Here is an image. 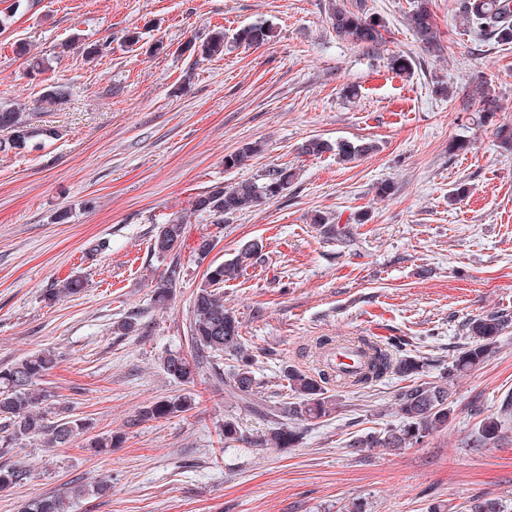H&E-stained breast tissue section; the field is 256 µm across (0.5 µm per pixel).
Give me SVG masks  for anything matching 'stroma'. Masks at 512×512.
<instances>
[{
	"label": "stroma",
	"instance_id": "1",
	"mask_svg": "<svg viewBox=\"0 0 512 512\" xmlns=\"http://www.w3.org/2000/svg\"><path fill=\"white\" fill-rule=\"evenodd\" d=\"M326 3L0 0V105H26L59 132L39 149L0 153V367L54 349L50 391L97 431L123 437L105 454L79 441L1 452V466L27 463L33 475L0 493V512L105 476L111 490L76 499L72 512H347L354 502L365 512H470L478 499L512 512V416L495 443L472 445L480 420L512 399V326L485 363L447 376L468 343V318L512 313V149L496 135L512 124V44L460 26V0H429L433 50L409 26L414 0H345L386 23L383 42L367 50L337 38ZM263 21L276 36L261 48L200 62L181 52L213 28L231 34ZM134 28L142 39L132 47L125 34ZM92 44L104 51L90 59ZM398 53L411 73L389 68ZM34 56L48 71L33 73ZM443 83L468 93V106L438 95ZM58 85L63 95L44 103ZM484 87L498 100L487 123ZM312 137L368 138L378 149L352 163L300 155ZM457 140L467 149L452 151ZM253 141L265 144L260 156L225 167V155ZM282 164L297 172L287 197L218 224L190 214L197 194ZM381 181L393 187L389 198L375 194ZM460 186L465 195L449 203ZM63 210L68 219L57 221ZM177 212L189 217L174 255L182 278L161 310L151 280L164 264L150 244ZM317 213L350 225L353 244L325 236L311 222ZM203 236L216 246L202 259L194 247ZM252 239L264 260L225 283L224 302L256 359L255 408L211 371L186 385L160 365L164 350L185 344L206 268ZM100 240L107 251H95ZM72 274L86 288L46 303L44 292ZM128 316L143 335L113 334ZM319 336L406 339L427 360L425 379L448 384L447 427L392 452L350 448L355 436L400 424L394 399L404 382L390 374L341 388L336 412L307 427L299 447L225 444V418L248 434L270 426L266 408L285 399L282 367L314 371ZM185 393L195 398L189 412L135 422L145 403Z\"/></svg>",
	"mask_w": 512,
	"mask_h": 512
}]
</instances>
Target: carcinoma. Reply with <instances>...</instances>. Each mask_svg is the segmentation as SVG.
Returning <instances> with one entry per match:
<instances>
[{
  "label": "carcinoma",
  "instance_id": "cac0c4a2",
  "mask_svg": "<svg viewBox=\"0 0 512 512\" xmlns=\"http://www.w3.org/2000/svg\"><path fill=\"white\" fill-rule=\"evenodd\" d=\"M328 22L340 39L366 49H374L383 40L386 28L382 18H374L362 8L346 7L344 0H333L328 8ZM462 23L487 33L503 44H512V0H462ZM409 23L418 40L427 48L437 46L436 24L433 14L422 2L410 15ZM274 27L260 22L238 29L227 37L224 29L216 27L207 38L196 43L186 42L181 52L202 59L224 55L228 46L262 47L274 38ZM38 113L24 112L15 106H0V129L8 136L0 140V152L23 151L40 147L45 140L53 139L57 132L37 124ZM377 150L372 140H340L332 145L319 138L303 141L298 147L301 155H321L336 152L342 162H352ZM264 144L248 142L235 152L224 156V166L240 167L262 154ZM296 178V171L288 166H276L261 174L231 186L217 185L197 195L192 201V213L212 217L216 222L262 205L283 199ZM313 223L322 225L324 234L351 242L350 225L331 224L317 214ZM186 217L173 214L157 227L152 237L153 254L165 259L180 247L185 234ZM263 243L251 240L244 243L237 255L224 263L211 264L203 274L200 285L193 293L189 318L188 339L190 350L168 349L160 358L163 371L172 379L192 384L195 377L210 360L227 352L234 353L237 366L224 376V388L246 404L252 403L259 393L261 382L253 370L254 358L248 352L240 335L239 321L224 304V283L238 279L244 270L262 258ZM181 277V268L169 264L153 285L154 301L164 308L173 299L174 289ZM85 283L80 276H69L50 289L46 298L56 301L62 297L81 293ZM512 322V315L492 311L467 320L465 330L469 346L448 366V379L468 372L484 363L494 352L498 336ZM120 336H138L142 327L137 318L126 317L113 325ZM363 355V364L354 371L348 384L366 388L389 373L411 380L395 396V408L401 416V424L370 432L356 438L350 447L357 450L382 448L397 450L422 443L434 431L448 426L451 415L448 387L420 380L425 363L418 355L403 353L404 343L394 340L390 346L358 337L355 340ZM58 362L52 349L32 352L11 365L0 367V448H15L30 439H39L47 448H66L77 439L85 447L99 451L116 447L117 437L95 434V424L88 417L71 413V407L63 401L50 402L52 394L44 387V381ZM284 388L291 392L290 400L275 409L279 421L264 434L244 437L237 420L224 419L221 434L227 444L237 442L252 448L272 446L280 449L295 448L302 440L303 425L311 424L336 412V395L330 393L327 384L330 376L320 370L316 373L293 366L283 371ZM195 399L184 394L174 399L151 401L143 406L138 420H158L177 417L191 409ZM501 430V420L495 415L484 417L472 440L476 447L495 442ZM32 477V470L24 464L0 467V492L25 484ZM111 480L101 479L93 486L75 485L69 491L48 493L26 502L21 512H69L71 499L88 492L106 493Z\"/></svg>",
  "mask_w": 512,
  "mask_h": 512
}]
</instances>
